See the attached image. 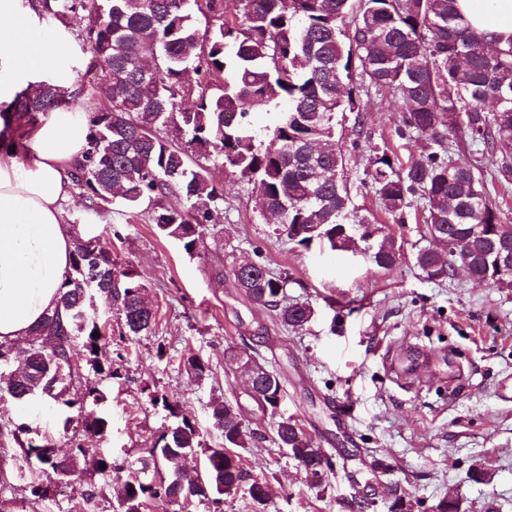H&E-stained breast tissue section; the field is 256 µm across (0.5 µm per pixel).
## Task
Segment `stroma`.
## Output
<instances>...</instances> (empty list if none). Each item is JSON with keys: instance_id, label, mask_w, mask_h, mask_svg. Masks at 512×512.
<instances>
[{"instance_id": "35a3bbf8", "label": "stroma", "mask_w": 512, "mask_h": 512, "mask_svg": "<svg viewBox=\"0 0 512 512\" xmlns=\"http://www.w3.org/2000/svg\"><path fill=\"white\" fill-rule=\"evenodd\" d=\"M20 8L39 30L66 43V56L48 79L79 83L90 58L75 39L87 23L85 13L60 21L33 10L27 0ZM355 85L360 113L337 117L351 207L388 225L403 246L397 265L377 269L358 245L305 249L277 237L251 185L225 170L216 175L224 187V214L207 225L200 250L191 255L158 234L149 209L132 213L116 200L92 210L83 189H75L67 224L82 240L99 238L119 266L146 276L157 327L149 336L122 335L119 315L109 312L102 297L94 299V312L111 325L103 353L115 359L118 375L85 370L81 381L104 395L94 410L109 422L105 435L84 434L75 423L63 428L69 409L39 398L24 413L0 411V429L28 422L35 433L53 435L63 453L75 434L86 447L131 469L178 416L208 430L216 401L233 404L249 428L269 430L270 414L251 400L224 357L232 346L281 376V414L298 420L342 470L322 494L287 451L256 443L243 453L245 467L268 482L272 494L262 505L241 494L228 497L224 512H353L354 480L373 499L371 512H389L396 485L419 502V512H431L446 495L459 499L462 512H512V398L499 391L503 380H512V288L475 284L459 269L434 281L417 267L422 223L411 213L405 223H394L379 207L364 169L373 148L389 146L405 162L419 157L423 142L399 137L405 108L390 91L360 77ZM247 259L293 277L289 301L316 310L303 332L286 329L273 311L238 291L233 266ZM193 355L212 368L204 381L185 371ZM153 391L177 404V415L153 405ZM377 459L389 463L387 472L374 470ZM476 468L486 480L471 478ZM102 481L98 474L75 479L34 502L27 480L17 478L0 496L22 504L23 512H77L88 483Z\"/></svg>"}]
</instances>
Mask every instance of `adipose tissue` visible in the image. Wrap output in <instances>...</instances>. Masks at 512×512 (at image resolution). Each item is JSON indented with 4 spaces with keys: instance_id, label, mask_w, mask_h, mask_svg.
Segmentation results:
<instances>
[{
    "instance_id": "obj_1",
    "label": "adipose tissue",
    "mask_w": 512,
    "mask_h": 512,
    "mask_svg": "<svg viewBox=\"0 0 512 512\" xmlns=\"http://www.w3.org/2000/svg\"><path fill=\"white\" fill-rule=\"evenodd\" d=\"M456 7L490 47H512V0H456ZM64 54L63 41L33 29L17 0H0V102L13 96L15 77L51 69ZM86 131L84 114L57 110L31 129V160L0 153V343L27 338L56 306L75 243L64 220L71 170Z\"/></svg>"
}]
</instances>
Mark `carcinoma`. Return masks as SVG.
<instances>
[{"label": "carcinoma", "instance_id": "1", "mask_svg": "<svg viewBox=\"0 0 512 512\" xmlns=\"http://www.w3.org/2000/svg\"><path fill=\"white\" fill-rule=\"evenodd\" d=\"M191 0H45V12L60 19L83 10L91 23L83 41L91 46L84 77L93 86L112 78L109 103L92 112L86 146L72 168L73 182L86 193L88 207L119 197L130 209L152 205L158 232L195 253L204 229L222 215L224 191L210 169L189 154L195 148L213 164L238 173L252 184L260 211L277 216L275 231L296 246L313 242L347 250L336 240L342 224H368L350 211V187L344 179L345 153L336 145L340 112L358 110L353 86L355 69L370 85L392 91L407 107L403 138L424 140L419 159L400 162L388 146L369 158L371 184L382 210L404 223L414 199L426 201L428 245L416 253L417 266L433 280L448 277L457 264L472 278L497 288H512V266L498 264L501 239L512 224L487 187L484 171L452 153L470 146L496 158L498 173L512 175V47L489 50L474 38L457 13L456 0H233L218 25L200 34L192 22ZM146 57L156 72L146 76L132 65ZM193 68L201 89L190 108L178 105L183 76ZM85 87L65 95L51 80L27 84L0 108L5 134L36 124L57 108L73 109ZM273 108L271 139L258 142L250 114ZM169 195L188 207L164 204ZM368 244L369 260L387 270L400 261L401 246L389 228ZM236 288L255 303L276 312L282 326L303 329L313 319L312 305L286 301V288L297 283L285 272L263 263L243 261L234 269ZM146 280L122 268L112 253L75 245L71 269L59 299L32 335L24 366L14 374L0 372V405L41 397L77 411L83 431L106 432L105 417L87 410L103 395L76 388L79 365L74 343L83 339L86 363L97 375L114 378V362L102 357L106 322L91 314L92 294L109 300L122 319L125 335L152 333L156 314L142 295ZM98 336H93V333ZM238 376L252 381L254 402L274 418L271 434L246 427L226 401L211 405V431L219 442L206 443L199 426L187 418L163 431L155 445L138 458L141 469L170 468V476L143 481L122 476L124 467L95 448L74 440L70 457L48 452L54 439L25 442L30 433L21 422L0 436H10L20 455L39 464L42 479L28 483L36 499L48 496L88 470L113 482L121 512H143L147 501L165 499L185 508L191 500H208L221 510L224 497L244 489L263 504L271 496L268 482L243 468L242 451L270 441L288 451L314 487L326 489L334 474L331 457L309 437L298 421L279 415L284 388L274 372L251 380L243 366L254 356L232 347L226 351ZM191 377L209 375V363L192 356ZM206 454L198 481L181 469L180 460L196 449Z\"/></svg>", "mask_w": 512, "mask_h": 512}]
</instances>
